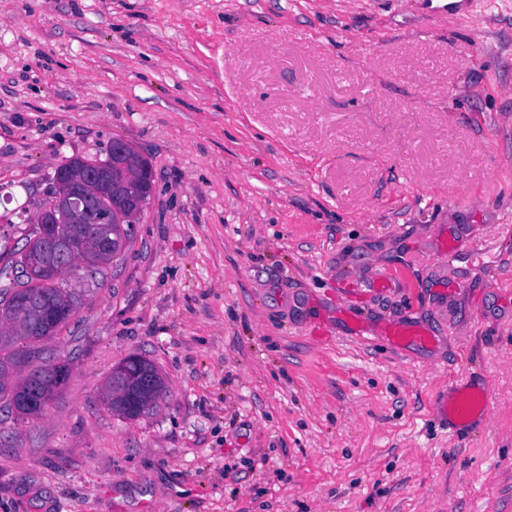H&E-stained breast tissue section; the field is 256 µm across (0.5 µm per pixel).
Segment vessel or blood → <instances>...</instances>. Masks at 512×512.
<instances>
[{
    "instance_id": "b4317fda",
    "label": "vessel or blood",
    "mask_w": 512,
    "mask_h": 512,
    "mask_svg": "<svg viewBox=\"0 0 512 512\" xmlns=\"http://www.w3.org/2000/svg\"><path fill=\"white\" fill-rule=\"evenodd\" d=\"M396 11L414 13L422 21L435 25H450L465 20L480 25L483 15L479 0H392ZM392 345H425L432 338L426 329L413 323H394L384 330ZM435 416L462 430H474L487 423L490 396L486 385L463 383L440 394L434 405Z\"/></svg>"
}]
</instances>
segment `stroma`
Masks as SVG:
<instances>
[{
    "label": "stroma",
    "instance_id": "1",
    "mask_svg": "<svg viewBox=\"0 0 512 512\" xmlns=\"http://www.w3.org/2000/svg\"><path fill=\"white\" fill-rule=\"evenodd\" d=\"M481 5L0 0V285L58 165L120 138L154 181L43 348L61 392L0 411V512H512V0ZM134 353L169 392L129 420L100 390ZM471 376L460 435L434 402ZM397 12H413L422 21L448 26L466 20L478 26L483 20L478 0H391ZM384 338L394 346L408 344L425 345L432 342L433 336H429L424 327L413 323H394L381 332ZM62 364L54 361H48L37 365L33 368V373L40 377L38 392L40 395V403L30 409H14L15 412L20 415L19 418L23 420L28 417H39L43 414L47 405L54 399L58 390L62 387V383L66 382L65 379L59 378V372L62 367L67 369L68 363L61 362ZM68 372V369H67ZM65 380V381H64ZM37 413L33 416L31 414ZM28 416V417H27ZM435 416L460 430H475L487 423L490 396L485 384H456L440 394L434 405Z\"/></svg>",
    "mask_w": 512,
    "mask_h": 512
}]
</instances>
